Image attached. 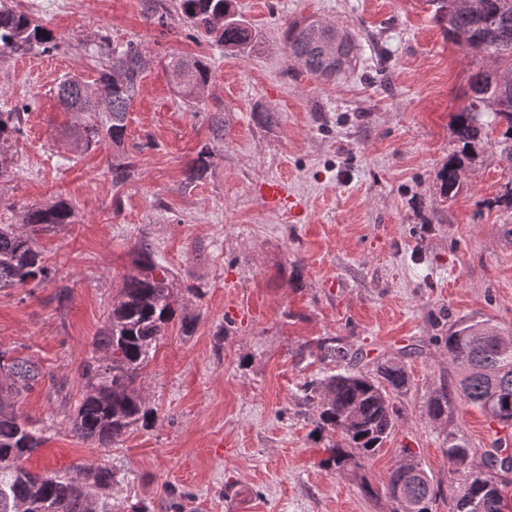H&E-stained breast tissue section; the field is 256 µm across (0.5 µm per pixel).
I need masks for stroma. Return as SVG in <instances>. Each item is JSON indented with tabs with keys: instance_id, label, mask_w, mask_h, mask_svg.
Wrapping results in <instances>:
<instances>
[{
	"instance_id": "stroma-1",
	"label": "stroma",
	"mask_w": 512,
	"mask_h": 512,
	"mask_svg": "<svg viewBox=\"0 0 512 512\" xmlns=\"http://www.w3.org/2000/svg\"><path fill=\"white\" fill-rule=\"evenodd\" d=\"M14 3L60 46L0 60V96L30 105L10 147L16 169L0 183V224L58 199L75 211L74 223L35 233L54 279L0 290V347L43 373L20 402L48 437L27 468L111 467L110 496H93L112 512H392L386 497L321 465L328 437L302 385L336 372L315 354L329 338L361 350L366 371L395 358L409 376L394 431L364 462L374 488L406 448L448 486L451 433L482 459L499 425L459 400L436 422L427 403L457 375L435 337L486 319L512 335V162L486 145L442 194L452 117L470 101L471 73L490 62L448 39L428 0H236L258 32L241 54L189 31L178 0ZM157 3L162 27L147 18ZM309 17L353 36L350 71L324 81L287 62L284 25ZM94 34L147 56L124 143L137 167L120 185L111 144L77 148L75 118L54 97L63 76L95 78L83 48ZM173 54L209 59L197 108L172 83ZM262 108L273 122L257 120ZM216 113L220 155L187 182ZM272 179L298 209L267 206L261 186ZM143 242L173 274L177 314L136 381L154 420L100 448L69 428L84 391L78 369L95 357Z\"/></svg>"
}]
</instances>
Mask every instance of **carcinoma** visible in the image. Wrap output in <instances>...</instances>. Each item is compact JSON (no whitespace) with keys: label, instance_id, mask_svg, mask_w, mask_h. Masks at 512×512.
<instances>
[{"label":"carcinoma","instance_id":"carcinoma-1","mask_svg":"<svg viewBox=\"0 0 512 512\" xmlns=\"http://www.w3.org/2000/svg\"><path fill=\"white\" fill-rule=\"evenodd\" d=\"M470 10L464 0H429L434 18L448 37L474 57L488 58L493 70H480L470 77L469 104L451 122L455 149L438 173L441 191L448 195L458 188L465 169L475 161L477 148L485 144L486 129L502 126L507 155L512 160V0H476ZM188 27L231 52L255 46L256 32L235 10L233 0H179ZM325 27L316 20L285 25L284 54L298 61L304 70L319 79H329L351 65L357 44L347 33ZM52 30L31 15L17 9L14 0H0V59L23 55L35 49L58 48ZM90 54L99 59L98 77L91 83L80 76H64L56 86L63 111L77 119L75 136L79 147L90 150L103 142L118 149L110 170L116 184L126 182L136 167L134 157L120 151L124 143L128 112L144 74L145 51L135 42L111 44L100 35L85 41ZM183 102L191 107L203 101L201 92L209 85L207 59L174 56L168 62ZM26 107H0V178L8 177L16 166L10 154L12 139L21 133ZM213 142L197 153L186 175L190 183L205 176L216 157L215 145L224 142V119L212 117ZM74 209L56 200L24 209L20 224H0V288L34 287L50 281L52 270L42 261L32 226H55L74 222ZM139 273L125 277L118 302L104 329L94 338L102 356L80 368L85 391L70 418L77 437L108 448L138 423L147 425L153 409L135 387L136 379L152 358V351L175 318L176 308L170 270L156 260L153 248L145 243L136 251ZM484 321L459 325L446 336L436 337L448 359L460 371L456 392L464 403L479 408L490 421L512 428V346H501L495 334L486 333ZM320 356L347 362L353 354L333 340L318 344ZM43 379L41 370L28 360L11 357L0 349V512H96L90 488L112 491L115 479L107 466L80 464L65 473H35L24 461L43 446L45 430L24 416L17 404L25 393ZM408 386V374L398 360L376 366L374 375L346 369L306 385L309 402L319 411L317 428L336 433L326 446L323 464L338 474L355 475L361 460L376 453L399 419L394 396ZM451 393L445 386L430 398L428 414L440 419L448 412ZM444 449L458 474V484L448 486L452 512H505L502 489L495 480L498 471H509L494 445L484 454V471L470 467L471 449L448 435ZM403 456L415 463L418 474L394 469L384 485L394 497L397 485L413 498L416 512H431V504L441 494L417 461L410 448Z\"/></svg>","mask_w":512,"mask_h":512}]
</instances>
